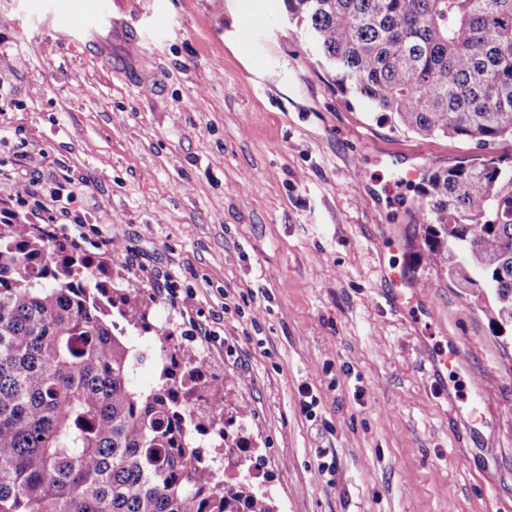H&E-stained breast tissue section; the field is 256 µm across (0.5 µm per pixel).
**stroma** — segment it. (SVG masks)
I'll return each mask as SVG.
<instances>
[{"instance_id": "35a3bbf8", "label": "stroma", "mask_w": 512, "mask_h": 512, "mask_svg": "<svg viewBox=\"0 0 512 512\" xmlns=\"http://www.w3.org/2000/svg\"><path fill=\"white\" fill-rule=\"evenodd\" d=\"M475 153L342 92L284 0H0V198L35 179L25 223L153 296L276 512H512V328L432 261L408 178ZM389 282L391 288V296L394 303L399 309L412 310L414 308V300L416 301V293H413L411 288L407 287L408 282L403 278V275H398L393 272L389 275Z\"/></svg>"}]
</instances>
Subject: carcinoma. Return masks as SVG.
Listing matches in <instances>:
<instances>
[{
	"label": "carcinoma",
	"instance_id": "1",
	"mask_svg": "<svg viewBox=\"0 0 512 512\" xmlns=\"http://www.w3.org/2000/svg\"><path fill=\"white\" fill-rule=\"evenodd\" d=\"M285 3L394 127L482 150L427 173L415 216L450 282L511 325L512 154L493 148L512 143V0ZM149 309L106 262L0 218V512H273L196 445L204 428L225 439L224 392L189 409L204 361L168 350ZM129 327L163 344L149 390L133 384Z\"/></svg>",
	"mask_w": 512,
	"mask_h": 512
}]
</instances>
